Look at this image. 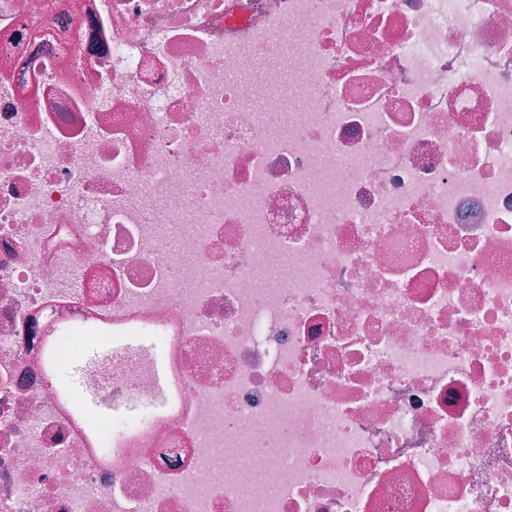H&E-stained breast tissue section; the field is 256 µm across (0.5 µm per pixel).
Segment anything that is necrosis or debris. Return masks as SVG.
Masks as SVG:
<instances>
[{"label": "necrosis or debris", "mask_w": 512, "mask_h": 512, "mask_svg": "<svg viewBox=\"0 0 512 512\" xmlns=\"http://www.w3.org/2000/svg\"><path fill=\"white\" fill-rule=\"evenodd\" d=\"M0 512H512V0H0ZM100 341V338L92 341L82 336H76L75 340L70 343V354L67 358V363L56 372L57 380L62 386L67 388L66 380H68L70 383L73 382L74 386L80 388V373L75 371V368L83 365L87 355Z\"/></svg>", "instance_id": "1"}]
</instances>
